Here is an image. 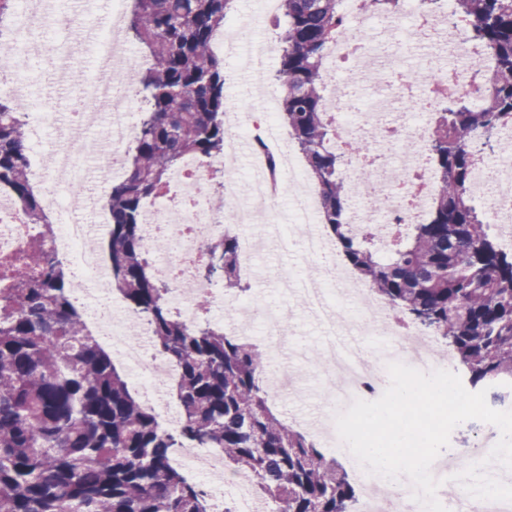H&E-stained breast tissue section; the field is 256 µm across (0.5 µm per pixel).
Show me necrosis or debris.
<instances>
[{"label":"necrosis or debris","instance_id":"4bbe7bcc","mask_svg":"<svg viewBox=\"0 0 512 512\" xmlns=\"http://www.w3.org/2000/svg\"><path fill=\"white\" fill-rule=\"evenodd\" d=\"M127 0H113L108 26L95 31L98 67L126 69L144 62L143 55L132 53L120 38L119 20L124 19ZM453 0H441L433 15H425L419 0H403V15L412 26L408 41L414 47L445 40L465 42L466 37L451 14ZM344 32L325 57L333 77L324 94L327 112L336 118L331 145L346 154L344 169L347 217L354 229L366 230L373 243L384 252L394 244L393 231L423 223L437 183V175L428 154L429 114L434 109L432 90L443 86L449 92L466 97L474 95L476 71L492 74L493 60L488 51L471 48V62L459 68L428 58V78L423 90L406 80L407 66L392 60L385 72L388 86L385 96L372 100L366 111L346 117L345 102L339 94L335 75L347 73L353 86L368 82V62L373 59L369 32L390 36L395 22L379 19L368 0H343ZM82 108L73 109L67 119L57 113L40 112L38 124L56 126L67 145L53 158L33 153L32 175L43 189L44 203L52 216L48 224H28L8 190L0 189V289L10 287L8 268L14 259L34 246L65 256L72 268V297L81 308L87 329L107 346L114 362L120 364L130 385L141 392L145 402L156 411L163 428L176 432L182 428V413L171 387L176 367L160 354L149 328L112 289L109 262L101 251L110 226L98 202L105 197L116 174L125 170V143L136 130L132 112L136 101L133 90L114 96L107 83L92 76L81 83ZM242 109L232 106L225 112L229 134L223 156L205 161L184 159L172 179L179 183L186 200L176 206L168 202L150 203L145 209L142 234L146 246L162 240L167 251L154 255V276L169 287L168 301L186 324H195L201 310H208L214 323L225 324L229 331L241 333L244 324L240 312H259L269 336H282V320L270 310H257L255 301L237 306L224 300V290L201 274L208 243L222 239L225 224H248L255 218L277 222L286 212L287 222L275 238L278 248H299L307 261L321 270L322 281L302 278L288 272L285 287L295 289L319 320L325 335H337L340 327L357 329L365 336H389L394 311L371 295L367 286L348 281L343 268L330 256L332 241L318 228L319 208L316 190L302 181L292 154L278 153V169L272 180L253 186L249 195L237 198V131L242 128ZM365 143L364 152L349 154L352 143ZM224 173V197L214 196L208 180L215 171ZM369 180L370 194L360 190L361 180ZM469 192L490 216L493 226L512 225V158L480 154L473 170ZM235 199L225 208V199ZM339 291L343 302L359 305L357 317L338 322L332 291ZM321 372L343 377L345 386L336 400L324 405L319 424L333 427L334 416L354 399L383 393L389 379L385 359H368L365 350L350 351L336 345L324 350ZM500 438L499 429L483 424L474 440L466 446L440 454L431 472L436 478L461 471L464 461L483 460ZM171 463L216 503L223 502L225 490H233L237 512H275L267 500L256 495L248 476L228 479L224 476V455L208 448H178ZM364 493L358 512H423L410 491L392 490L364 476Z\"/></svg>","mask_w":512,"mask_h":512}]
</instances>
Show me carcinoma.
Masks as SVG:
<instances>
[{"label": "carcinoma", "instance_id": "cac0c4a2", "mask_svg": "<svg viewBox=\"0 0 512 512\" xmlns=\"http://www.w3.org/2000/svg\"><path fill=\"white\" fill-rule=\"evenodd\" d=\"M233 0H133L131 37L150 64L132 84L149 108L137 125L126 177L112 185L107 240L112 284L153 327L156 350L178 370L173 391L183 428L169 433L124 376L70 299L64 264L33 248L0 293V512H207L203 491L169 463L189 443L217 448L224 468L248 475L276 512H354L355 483L336 457L289 427L270 406L258 346L208 322L188 326L151 273L141 225L180 161L224 152V63L211 45ZM387 16L402 0H370ZM277 121L288 127L317 184L327 235L371 291L452 349L472 386L512 382V252L489 235L467 193L475 154L499 147L512 118V0H455L468 40L494 70L483 104L441 96L429 152L439 175L427 219L388 254L346 222L342 156L327 141L324 57L343 31L342 0H280ZM27 106L0 93V187L28 224H48L29 178ZM238 239L206 250L203 274L240 285Z\"/></svg>", "mask_w": 512, "mask_h": 512}]
</instances>
